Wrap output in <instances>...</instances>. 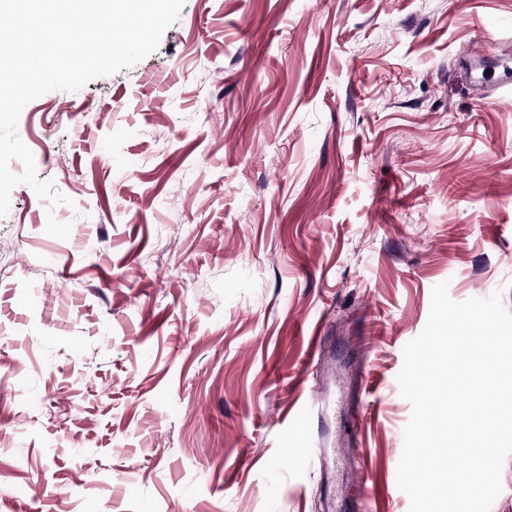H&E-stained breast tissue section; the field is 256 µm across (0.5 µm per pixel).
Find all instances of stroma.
Listing matches in <instances>:
<instances>
[{"instance_id":"obj_1","label":"stroma","mask_w":512,"mask_h":512,"mask_svg":"<svg viewBox=\"0 0 512 512\" xmlns=\"http://www.w3.org/2000/svg\"><path fill=\"white\" fill-rule=\"evenodd\" d=\"M480 44L512 58V0H185L134 67L27 104L66 201L20 184L0 218V512H408L433 287L512 311Z\"/></svg>"}]
</instances>
